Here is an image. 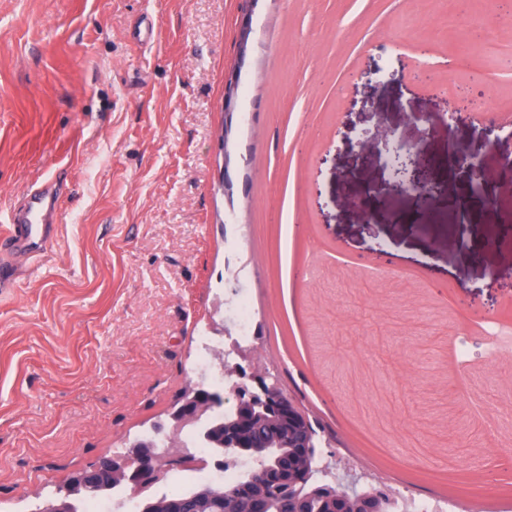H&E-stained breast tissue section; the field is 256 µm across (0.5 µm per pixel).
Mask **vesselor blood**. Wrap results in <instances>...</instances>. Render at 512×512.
<instances>
[{
    "instance_id": "1",
    "label": "vessel or blood",
    "mask_w": 512,
    "mask_h": 512,
    "mask_svg": "<svg viewBox=\"0 0 512 512\" xmlns=\"http://www.w3.org/2000/svg\"><path fill=\"white\" fill-rule=\"evenodd\" d=\"M60 199L55 186L45 182L30 189L9 214L0 230V291L14 287L21 270L14 257H42L55 239Z\"/></svg>"
}]
</instances>
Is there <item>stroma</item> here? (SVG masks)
I'll return each instance as SVG.
<instances>
[{
	"instance_id": "obj_1",
	"label": "stroma",
	"mask_w": 512,
	"mask_h": 512,
	"mask_svg": "<svg viewBox=\"0 0 512 512\" xmlns=\"http://www.w3.org/2000/svg\"><path fill=\"white\" fill-rule=\"evenodd\" d=\"M477 15L495 54L446 70ZM150 25L157 39L135 40ZM421 38L486 119L449 126L412 79ZM509 122L504 0H0V223L34 183L58 180L61 200L53 244L0 294V512H31L167 421L240 290L253 355L335 434L323 461L340 481L472 512L512 502V240L461 245L498 228L512 181L499 208L423 226L386 164L405 140L468 197L449 149L497 167L512 140L490 126Z\"/></svg>"
}]
</instances>
